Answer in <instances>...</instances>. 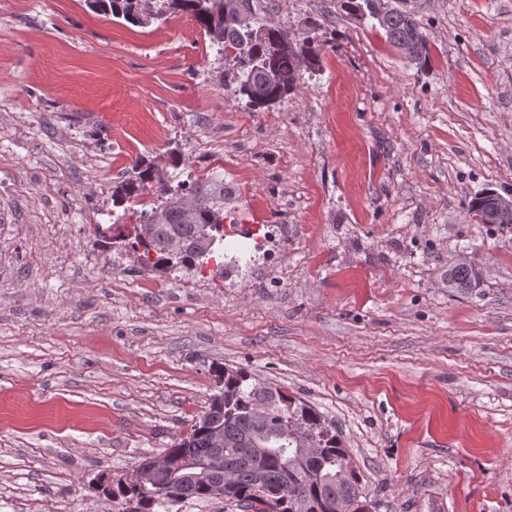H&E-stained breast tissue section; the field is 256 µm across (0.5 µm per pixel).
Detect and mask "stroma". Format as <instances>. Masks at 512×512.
Segmentation results:
<instances>
[{"label": "stroma", "instance_id": "1", "mask_svg": "<svg viewBox=\"0 0 512 512\" xmlns=\"http://www.w3.org/2000/svg\"><path fill=\"white\" fill-rule=\"evenodd\" d=\"M252 2L327 43L263 112L191 15L0 0V512H118L99 476L187 434L224 366L335 425L371 512H512V227L464 207L512 197V0H387L423 70L340 0ZM174 148L276 232L223 287H145L138 253L96 243L134 238L112 189ZM478 265L474 260L465 259L448 268V286L458 291L474 288L478 281Z\"/></svg>", "mask_w": 512, "mask_h": 512}]
</instances>
